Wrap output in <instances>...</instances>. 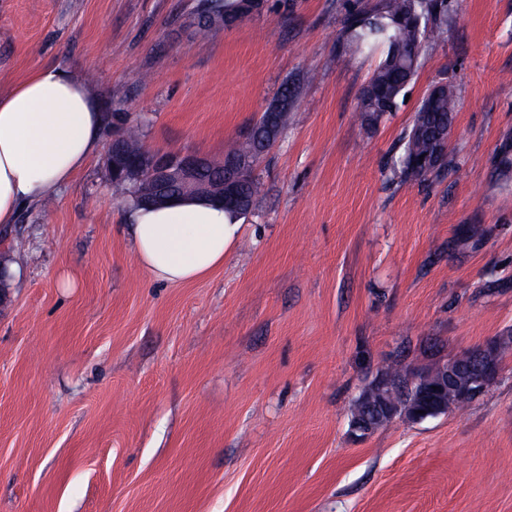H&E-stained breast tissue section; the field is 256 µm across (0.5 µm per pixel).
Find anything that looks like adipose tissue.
Segmentation results:
<instances>
[{
	"instance_id": "adipose-tissue-1",
	"label": "adipose tissue",
	"mask_w": 512,
	"mask_h": 512,
	"mask_svg": "<svg viewBox=\"0 0 512 512\" xmlns=\"http://www.w3.org/2000/svg\"><path fill=\"white\" fill-rule=\"evenodd\" d=\"M103 127L84 78L67 69L38 66L0 90V224L70 182L97 152ZM128 222L138 263L171 285L222 266L240 228L223 206L196 197L132 209Z\"/></svg>"
}]
</instances>
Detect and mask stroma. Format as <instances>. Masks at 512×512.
<instances>
[{
	"label": "stroma",
	"instance_id": "obj_1",
	"mask_svg": "<svg viewBox=\"0 0 512 512\" xmlns=\"http://www.w3.org/2000/svg\"><path fill=\"white\" fill-rule=\"evenodd\" d=\"M380 0H269L198 35L197 0H0V90L82 75L145 147L223 162L283 84L295 120L224 265L154 281L105 153L0 227V512H512V349L466 408L361 436L385 368L512 336V0H448L408 98L373 126L379 54L345 21ZM452 81L445 168L395 166Z\"/></svg>",
	"mask_w": 512,
	"mask_h": 512
}]
</instances>
